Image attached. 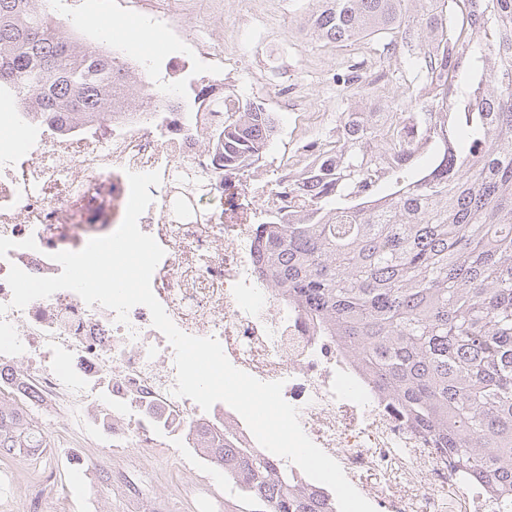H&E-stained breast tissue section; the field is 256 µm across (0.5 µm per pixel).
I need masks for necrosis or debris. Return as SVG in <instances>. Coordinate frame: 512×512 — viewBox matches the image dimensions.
I'll return each mask as SVG.
<instances>
[{
	"label": "necrosis or debris",
	"mask_w": 512,
	"mask_h": 512,
	"mask_svg": "<svg viewBox=\"0 0 512 512\" xmlns=\"http://www.w3.org/2000/svg\"><path fill=\"white\" fill-rule=\"evenodd\" d=\"M222 118L176 111L150 84L116 102L111 120L65 133L0 113V304L8 307L0 316V392L60 416L54 436L70 443L59 465L0 469V501L20 512L34 492L51 491L57 467L88 470L86 440L112 452L107 475L132 490L160 463L159 449H176L177 464L202 486L211 471L202 438L259 447L226 403L205 411L174 395L175 353L145 306L132 308L125 324L70 290L21 310L9 306L11 266L60 274L54 253L80 250L119 227L128 173L156 171L161 182L149 189L154 201L139 227L165 251L151 286L182 332L216 338L236 368L259 380L283 381L305 434L376 512H502L375 394L334 338L257 277V217L287 206L288 195L250 173H219L203 138ZM181 171L212 178L219 205L207 220L175 202L172 180ZM448 481L454 493L439 491Z\"/></svg>",
	"instance_id": "1"
}]
</instances>
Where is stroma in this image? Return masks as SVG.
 Masks as SVG:
<instances>
[{
  "label": "stroma",
  "mask_w": 512,
  "mask_h": 512,
  "mask_svg": "<svg viewBox=\"0 0 512 512\" xmlns=\"http://www.w3.org/2000/svg\"><path fill=\"white\" fill-rule=\"evenodd\" d=\"M72 23L86 37L106 40L110 27L125 28L143 13H173L183 28L179 38L165 40L154 31L141 46V66L161 89L184 90L190 80H221L242 99L259 100L279 120V132L265 159L273 168L282 155H298L331 134L338 117L363 102L406 107L404 91L413 79L403 58L384 51L386 35H370L345 45L313 41L301 30L316 0H251L240 10L238 0H69ZM168 41L164 52L155 45ZM221 45L224 68L190 52V45ZM361 77L338 81L351 64ZM94 499L97 512H195L186 474L176 467L153 468L137 496L120 486L105 487L92 479L62 473L55 499L42 512H56V498Z\"/></svg>",
  "instance_id": "35a3bbf8"
}]
</instances>
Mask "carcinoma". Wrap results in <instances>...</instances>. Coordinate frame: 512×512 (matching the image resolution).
Here are the masks:
<instances>
[{"mask_svg":"<svg viewBox=\"0 0 512 512\" xmlns=\"http://www.w3.org/2000/svg\"><path fill=\"white\" fill-rule=\"evenodd\" d=\"M40 0H0V109L79 125L111 115L112 93L138 81L108 48L76 37ZM306 35L348 43L392 35L416 74L407 112H344L310 161L288 172L295 215L262 219L258 274L314 315L366 380L455 469L512 503V0H318ZM429 48L416 52L423 38ZM218 97L194 81L178 111ZM278 124L264 103L234 98L208 145L228 170L261 162ZM433 146L425 170L418 158ZM183 176L180 195L207 190ZM18 400L0 395V454L43 440ZM238 482L224 512H336L280 460L212 449Z\"/></svg>","mask_w":512,"mask_h":512,"instance_id":"1","label":"carcinoma"}]
</instances>
